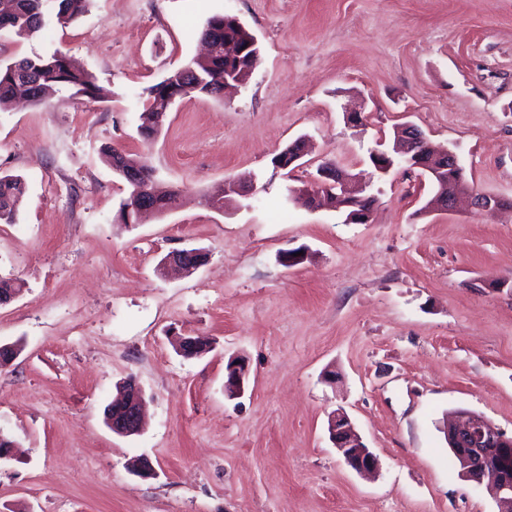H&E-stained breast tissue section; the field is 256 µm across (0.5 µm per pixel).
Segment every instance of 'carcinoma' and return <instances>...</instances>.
Here are the masks:
<instances>
[{
	"label": "carcinoma",
	"instance_id": "cac0c4a2",
	"mask_svg": "<svg viewBox=\"0 0 512 512\" xmlns=\"http://www.w3.org/2000/svg\"><path fill=\"white\" fill-rule=\"evenodd\" d=\"M90 0H0V32L9 31L18 37L35 39L50 24L62 27L82 15ZM241 43L249 40L251 34L245 29L224 27V16L210 17L201 31V39L213 46L207 58L194 59L160 82L145 89L148 107L140 115L141 136L152 139L161 130L170 108L172 94L202 93L214 95L224 86V37ZM66 87L72 96L103 99L106 90L96 83L87 70L77 67L67 53L58 49L50 55L36 54L32 57L7 64L0 63V111L17 99L33 103L44 100L43 88ZM145 179L139 186H130L129 197L123 203L119 217L136 224V208L144 190L153 188V170L145 162L140 163ZM25 193L22 177L0 174V223L12 224L16 220L19 206Z\"/></svg>",
	"mask_w": 512,
	"mask_h": 512
}]
</instances>
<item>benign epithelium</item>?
<instances>
[{
	"instance_id": "7a95c632",
	"label": "benign epithelium",
	"mask_w": 512,
	"mask_h": 512,
	"mask_svg": "<svg viewBox=\"0 0 512 512\" xmlns=\"http://www.w3.org/2000/svg\"><path fill=\"white\" fill-rule=\"evenodd\" d=\"M245 52L246 49L232 43L224 44V58L236 61V66L224 67V87L242 84L238 72ZM397 153L407 169L424 171L433 187L438 189L428 203L432 210L450 211L463 195L472 196L475 206L487 213L512 204L497 196L472 193L457 153L433 145L416 127L408 125L398 132ZM331 184L342 188V193L336 195L334 208H348V219L352 223L368 222L373 198L364 195L363 186L346 178L334 165H325L317 170L312 185L300 191L301 200L311 208L326 206L319 189ZM204 261L205 254L201 251L184 248L167 254L162 265L175 266L189 274L198 270ZM208 350L209 347L201 345L199 339L192 336L181 338L178 344V352L185 356H200ZM226 372L224 391L229 395L241 393L248 373L244 360H230ZM143 397L138 383L127 380L123 395L114 403V413L107 417L112 433L124 437L140 433ZM328 432L334 447L342 452L346 463L356 472L366 474L378 468V458L355 431L346 413L339 411L329 417ZM443 432L461 477L485 487L496 503L497 512H509L512 509V435H506L484 416L466 410L447 421Z\"/></svg>"
}]
</instances>
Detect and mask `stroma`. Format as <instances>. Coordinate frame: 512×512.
Segmentation results:
<instances>
[{
	"instance_id": "1",
	"label": "stroma",
	"mask_w": 512,
	"mask_h": 512,
	"mask_svg": "<svg viewBox=\"0 0 512 512\" xmlns=\"http://www.w3.org/2000/svg\"><path fill=\"white\" fill-rule=\"evenodd\" d=\"M216 14L256 38V68L226 96L177 99L144 140L145 88L200 54ZM58 48L109 96L0 112V173L27 186L0 224V279L23 284L0 306V345H22L0 368L16 444L0 512H497L442 426L464 409L512 431V211L427 209L426 175L379 174L369 154L409 123L458 153L475 192L512 200V0H90L42 38L0 34L10 62ZM302 136L299 166H275ZM107 147L176 191L163 215L120 223L128 185ZM326 163L374 197L368 223L292 199ZM228 180L249 196L208 206ZM182 248L205 265L162 273ZM178 336L211 348L180 356ZM234 356L249 375L232 397ZM131 378L146 422L120 437L104 409ZM339 408L372 477L328 438Z\"/></svg>"
}]
</instances>
